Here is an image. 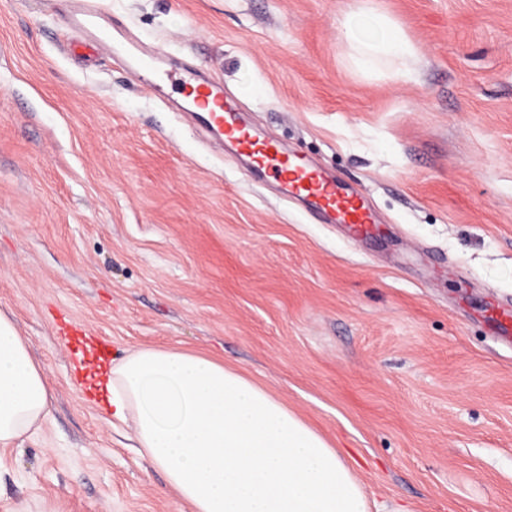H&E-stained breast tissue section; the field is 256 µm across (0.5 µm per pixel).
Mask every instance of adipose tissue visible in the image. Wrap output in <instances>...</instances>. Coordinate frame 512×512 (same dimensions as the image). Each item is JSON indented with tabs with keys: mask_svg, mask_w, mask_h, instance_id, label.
<instances>
[{
	"mask_svg": "<svg viewBox=\"0 0 512 512\" xmlns=\"http://www.w3.org/2000/svg\"><path fill=\"white\" fill-rule=\"evenodd\" d=\"M378 35L345 36L358 63H405L406 33L372 15ZM191 512H368L341 455L265 389L204 355L147 348L112 363L95 384ZM49 412L28 341L0 314V446L23 440Z\"/></svg>",
	"mask_w": 512,
	"mask_h": 512,
	"instance_id": "obj_1",
	"label": "adipose tissue"
}]
</instances>
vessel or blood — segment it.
<instances>
[{"mask_svg": "<svg viewBox=\"0 0 512 512\" xmlns=\"http://www.w3.org/2000/svg\"><path fill=\"white\" fill-rule=\"evenodd\" d=\"M67 2V21L80 34L71 45L74 55L87 58L102 51L109 53L143 90L167 99L172 109L210 131L221 146L247 158L254 173L305 204L319 223L345 225L356 237L373 232L376 218L364 193L252 126L226 95L222 82L206 78L194 68L182 69L178 77L164 80L155 68L156 62L167 56L164 44L144 47L133 39L128 47L113 46L112 13L102 0ZM485 322L493 335L512 338L511 307L490 301Z\"/></svg>", "mask_w": 512, "mask_h": 512, "instance_id": "1", "label": "vessel or blood"}]
</instances>
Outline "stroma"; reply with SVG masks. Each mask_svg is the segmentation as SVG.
I'll list each match as a JSON object with an SVG mask.
<instances>
[{"mask_svg": "<svg viewBox=\"0 0 512 512\" xmlns=\"http://www.w3.org/2000/svg\"><path fill=\"white\" fill-rule=\"evenodd\" d=\"M106 2L381 222L318 223L108 56L74 64L48 0H0V312L52 391L0 447V512H190L92 403L64 319L109 360L243 374L345 456L370 512H512V346L478 316L512 305V0ZM363 12L407 33L411 77L356 66Z\"/></svg>", "mask_w": 512, "mask_h": 512, "instance_id": "obj_1", "label": "stroma"}]
</instances>
